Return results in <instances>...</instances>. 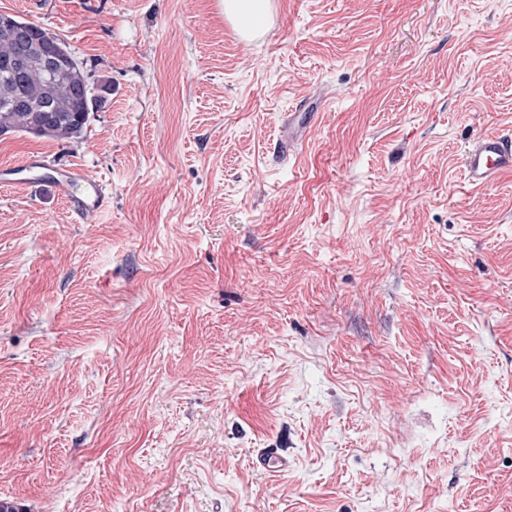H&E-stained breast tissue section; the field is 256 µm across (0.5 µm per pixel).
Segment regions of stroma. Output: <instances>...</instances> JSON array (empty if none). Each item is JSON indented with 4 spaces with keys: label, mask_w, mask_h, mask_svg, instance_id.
<instances>
[{
    "label": "stroma",
    "mask_w": 512,
    "mask_h": 512,
    "mask_svg": "<svg viewBox=\"0 0 512 512\" xmlns=\"http://www.w3.org/2000/svg\"><path fill=\"white\" fill-rule=\"evenodd\" d=\"M220 2L0 0L110 89L0 166L112 192L0 185V502L512 512V174L459 164L512 130V0H272L247 42ZM462 172L474 188H482L512 172V135L480 134L469 140L462 153ZM51 186L64 199L76 224H92L110 211L112 194L100 180L77 166L52 169ZM253 464L267 473H278L288 467V457L278 448H261L256 453Z\"/></svg>",
    "instance_id": "35a3bbf8"
}]
</instances>
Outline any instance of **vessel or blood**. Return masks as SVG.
<instances>
[{
  "label": "vessel or blood",
  "instance_id": "b4317fda",
  "mask_svg": "<svg viewBox=\"0 0 512 512\" xmlns=\"http://www.w3.org/2000/svg\"><path fill=\"white\" fill-rule=\"evenodd\" d=\"M46 160L34 156L14 166L0 168V183L17 190L31 188L39 173L46 170ZM462 172L469 185L482 188L502 174L512 172V135L480 134L469 140L462 153ZM49 182L64 199L73 220L89 224L112 207V195L106 185L80 167L55 170ZM253 464L257 469L277 473L287 468L288 458L276 448L260 449Z\"/></svg>",
  "mask_w": 512,
  "mask_h": 512
}]
</instances>
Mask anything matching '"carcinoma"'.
<instances>
[{
  "label": "carcinoma",
  "mask_w": 512,
  "mask_h": 512,
  "mask_svg": "<svg viewBox=\"0 0 512 512\" xmlns=\"http://www.w3.org/2000/svg\"><path fill=\"white\" fill-rule=\"evenodd\" d=\"M0 17L11 23L0 29V62L14 59L23 44L29 52L25 66L7 77L0 73V129L53 140L82 138L96 103L88 74L67 43L33 22ZM51 42L57 48L53 64L42 53ZM16 97L27 108L13 107L10 101Z\"/></svg>",
  "instance_id": "obj_1"
}]
</instances>
